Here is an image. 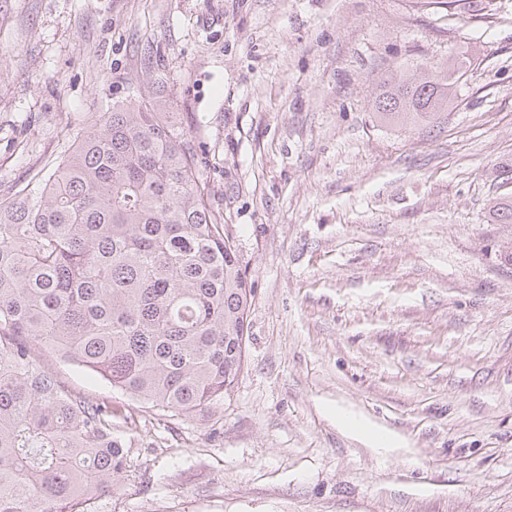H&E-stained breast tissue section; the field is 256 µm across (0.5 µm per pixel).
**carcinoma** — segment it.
Returning a JSON list of instances; mask_svg holds the SVG:
<instances>
[{
  "label": "carcinoma",
  "instance_id": "obj_1",
  "mask_svg": "<svg viewBox=\"0 0 512 512\" xmlns=\"http://www.w3.org/2000/svg\"><path fill=\"white\" fill-rule=\"evenodd\" d=\"M450 70L384 81L375 117L435 118ZM161 107L113 105L0 201V512H85L125 469L115 411L65 387L35 347L173 416L208 412L237 384L252 283ZM491 217L512 224L511 195Z\"/></svg>",
  "mask_w": 512,
  "mask_h": 512
}]
</instances>
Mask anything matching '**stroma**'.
<instances>
[{
	"mask_svg": "<svg viewBox=\"0 0 512 512\" xmlns=\"http://www.w3.org/2000/svg\"><path fill=\"white\" fill-rule=\"evenodd\" d=\"M448 59L439 119H374ZM155 97L255 288L245 364L205 415L114 418L90 512H512V0H0V198Z\"/></svg>",
	"mask_w": 512,
	"mask_h": 512,
	"instance_id": "obj_1",
	"label": "stroma"
}]
</instances>
